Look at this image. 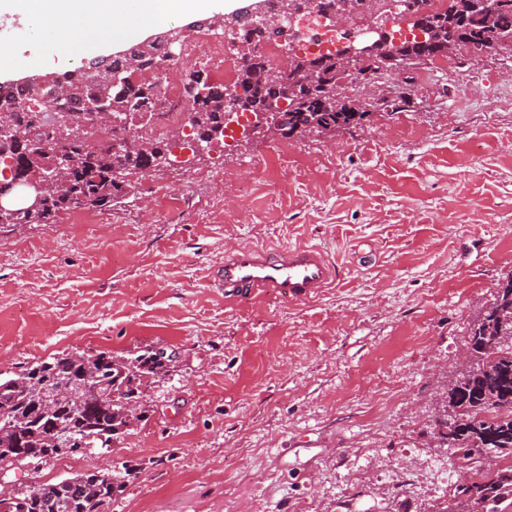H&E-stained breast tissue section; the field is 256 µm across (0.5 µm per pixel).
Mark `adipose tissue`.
I'll return each mask as SVG.
<instances>
[{"label": "adipose tissue", "instance_id": "1", "mask_svg": "<svg viewBox=\"0 0 512 512\" xmlns=\"http://www.w3.org/2000/svg\"><path fill=\"white\" fill-rule=\"evenodd\" d=\"M214 9L215 0H16L8 10L20 15L29 48L0 53V75L109 51L150 29Z\"/></svg>", "mask_w": 512, "mask_h": 512}]
</instances>
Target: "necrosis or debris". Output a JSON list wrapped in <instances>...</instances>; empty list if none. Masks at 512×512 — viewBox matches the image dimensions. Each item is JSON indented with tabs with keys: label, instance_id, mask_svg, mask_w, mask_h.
<instances>
[{
	"label": "necrosis or debris",
	"instance_id": "obj_1",
	"mask_svg": "<svg viewBox=\"0 0 512 512\" xmlns=\"http://www.w3.org/2000/svg\"><path fill=\"white\" fill-rule=\"evenodd\" d=\"M401 16L402 0H377L375 9L354 15L343 27L326 23L319 13L303 9L293 21L297 32L295 38L272 34L254 43L242 35L237 42L230 44L206 27L200 30L195 41L185 44L170 58L169 66L177 68L179 63L188 59L202 63L209 83L234 91L238 88L245 55L251 54L273 63L282 61L289 50L312 56L334 52L345 37L360 35L376 23L386 24L391 29L398 28ZM128 81L133 85L154 82L160 90L156 116L146 127V135L161 138L170 128L186 126L187 114L193 107L188 84L176 78L161 82L155 72L143 69L129 71Z\"/></svg>",
	"mask_w": 512,
	"mask_h": 512
}]
</instances>
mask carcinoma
I'll list each match as a JSON object with an SVG mask.
<instances>
[{
    "instance_id": "carcinoma-1",
    "label": "carcinoma",
    "mask_w": 512,
    "mask_h": 512,
    "mask_svg": "<svg viewBox=\"0 0 512 512\" xmlns=\"http://www.w3.org/2000/svg\"><path fill=\"white\" fill-rule=\"evenodd\" d=\"M412 28L425 32V39L404 38L391 51L372 59L356 60L351 68L373 81L386 72L448 54V46L468 52L495 49L497 34L512 35V0H452L445 14L421 11ZM343 62L334 54L313 58L291 54L288 67L267 62H249L240 83L242 93L231 98L224 88L211 85L203 71L192 73L196 85L194 107L189 115L192 136L203 139L224 134V114L232 102L244 112L264 110L267 102L281 95L289 83L293 92L288 134L294 131L356 127L370 114L369 103L348 100L336 93V83L345 74ZM71 93L53 100L54 106L73 113L85 124L93 122L87 104L103 99L112 111L124 114L129 130L137 132L151 119L157 99V85H113L97 80L90 72L70 83ZM80 105L84 112L74 111ZM0 123L25 133L53 139L52 110L37 102L28 105L14 96H0ZM147 144L123 154L110 152L105 145L90 144L84 134L65 140L61 146L75 156V167L67 187L49 193L43 211L26 214L18 224H49L59 212L77 209H110L126 195L129 183H114L112 170L122 167L136 173L147 167L155 152L167 142L136 135ZM48 157L30 146L25 138L0 143V174L10 169L17 176L44 170ZM512 318V274L501 280L493 303L470 328L467 345L473 349L475 367L448 390L443 407L456 413L455 433L463 441L464 460L475 458L484 448L512 454V343L494 341L503 324ZM159 351L150 348L130 358H117L99 351L78 355L54 356L13 377H0V462L15 456L18 450L27 461L43 463L64 454H83L90 448L109 449L110 443L130 423L129 400L141 399V386L149 378L164 375ZM64 432L65 441L54 444L47 439L52 428ZM124 473L88 470L77 478L91 487L88 492L72 487L69 480L40 484L16 493L13 512H109L112 496L122 491ZM478 489L471 499L466 490L456 487L449 505L462 512H506L512 508V472L484 477L472 482Z\"/></svg>"
}]
</instances>
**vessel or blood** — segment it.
Here are the masks:
<instances>
[{"mask_svg":"<svg viewBox=\"0 0 512 512\" xmlns=\"http://www.w3.org/2000/svg\"><path fill=\"white\" fill-rule=\"evenodd\" d=\"M333 278V265L311 246H231L225 248L224 262L214 273L225 302L232 304L267 294L303 301L321 293Z\"/></svg>","mask_w":512,"mask_h":512,"instance_id":"1","label":"vessel or blood"}]
</instances>
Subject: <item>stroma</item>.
<instances>
[{"mask_svg": "<svg viewBox=\"0 0 512 512\" xmlns=\"http://www.w3.org/2000/svg\"><path fill=\"white\" fill-rule=\"evenodd\" d=\"M398 80L409 107L294 135L278 172L261 161L279 138L257 133L131 177L85 228H0V372L174 356L111 449L0 480L131 469L109 512H442L463 473L434 438L443 385L512 274V48ZM235 245L317 247L336 279L307 301L226 304L210 274Z\"/></svg>", "mask_w": 512, "mask_h": 512, "instance_id": "35a3bbf8", "label": "stroma"}]
</instances>
